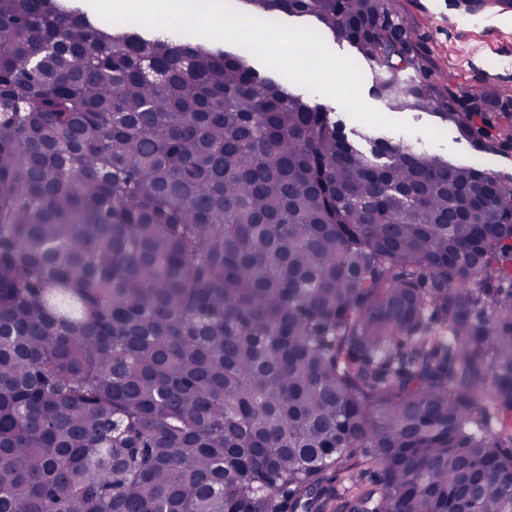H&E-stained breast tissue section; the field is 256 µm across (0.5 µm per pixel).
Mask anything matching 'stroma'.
Returning <instances> with one entry per match:
<instances>
[{"label": "stroma", "instance_id": "35a3bbf8", "mask_svg": "<svg viewBox=\"0 0 512 512\" xmlns=\"http://www.w3.org/2000/svg\"><path fill=\"white\" fill-rule=\"evenodd\" d=\"M401 4L413 40L436 65L437 82L468 89L493 87L501 99L512 102V10L481 12L479 24L472 25L449 0H401ZM394 118L417 128H442L446 139L433 150L449 162L512 177V148L481 151L429 112H398Z\"/></svg>", "mask_w": 512, "mask_h": 512}]
</instances>
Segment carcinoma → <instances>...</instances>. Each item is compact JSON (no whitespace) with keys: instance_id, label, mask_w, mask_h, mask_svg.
I'll return each instance as SVG.
<instances>
[{"instance_id":"cac0c4a2","label":"carcinoma","mask_w":512,"mask_h":512,"mask_svg":"<svg viewBox=\"0 0 512 512\" xmlns=\"http://www.w3.org/2000/svg\"><path fill=\"white\" fill-rule=\"evenodd\" d=\"M487 152L400 0H245ZM364 151L206 42L0 0V512H512V182Z\"/></svg>"}]
</instances>
